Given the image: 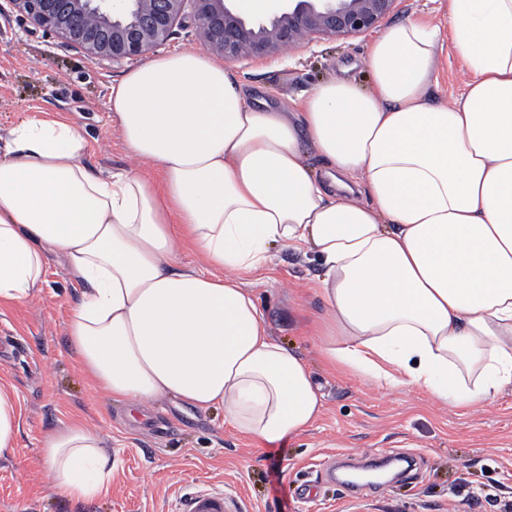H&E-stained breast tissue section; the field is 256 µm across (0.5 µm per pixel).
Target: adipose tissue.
Here are the masks:
<instances>
[{"instance_id":"adipose-tissue-1","label":"adipose tissue","mask_w":512,"mask_h":512,"mask_svg":"<svg viewBox=\"0 0 512 512\" xmlns=\"http://www.w3.org/2000/svg\"><path fill=\"white\" fill-rule=\"evenodd\" d=\"M446 46L469 79L435 105ZM365 64L368 89L338 77L287 108L252 104L200 51L135 67L110 109L158 183L90 173L89 143L65 120L0 134V304L40 294L57 258L80 288L69 346L97 390L220 406L239 435L274 444L323 408L244 279L280 245L320 261L328 363L455 407L495 397L512 385V0H448L447 26L393 24ZM186 244L200 265L181 264ZM41 456L70 499L112 485L83 419Z\"/></svg>"}]
</instances>
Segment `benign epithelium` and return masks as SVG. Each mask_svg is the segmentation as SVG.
<instances>
[{
  "mask_svg": "<svg viewBox=\"0 0 512 512\" xmlns=\"http://www.w3.org/2000/svg\"><path fill=\"white\" fill-rule=\"evenodd\" d=\"M18 16L84 50L93 62L136 60L190 17L195 36L224 64L278 60L324 36L377 28L402 0H280L247 19L229 0H5Z\"/></svg>",
  "mask_w": 512,
  "mask_h": 512,
  "instance_id": "obj_1",
  "label": "benign epithelium"
}]
</instances>
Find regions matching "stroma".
I'll return each mask as SVG.
<instances>
[{"instance_id": "1", "label": "stroma", "mask_w": 512, "mask_h": 512, "mask_svg": "<svg viewBox=\"0 0 512 512\" xmlns=\"http://www.w3.org/2000/svg\"><path fill=\"white\" fill-rule=\"evenodd\" d=\"M371 35L322 38L287 50L271 63H236L250 99L290 105L318 83L344 76L360 88L370 77L364 58ZM133 62L95 63L65 40L14 12L0 15V131L48 113L81 126L90 141L89 170L133 163L108 109L114 82ZM468 73L443 50L431 103L458 95ZM312 258L277 252L268 271L249 279L269 334L306 362L322 387L323 410L304 432L274 445L236 433L219 407L201 410L166 397L133 407L97 391L79 371L65 322L79 292L57 260L35 299L0 306V382L16 389L22 430L0 456V512H173L180 496L221 489L246 512H504L512 505V388L466 408L444 405L420 389L388 388L345 369H332L321 339L306 326L322 304L311 280ZM97 428L114 468L110 491L77 502L50 490L40 448L45 436L74 418ZM354 454L415 456L407 478L362 486L378 492L368 508L349 503L334 475Z\"/></svg>"}]
</instances>
